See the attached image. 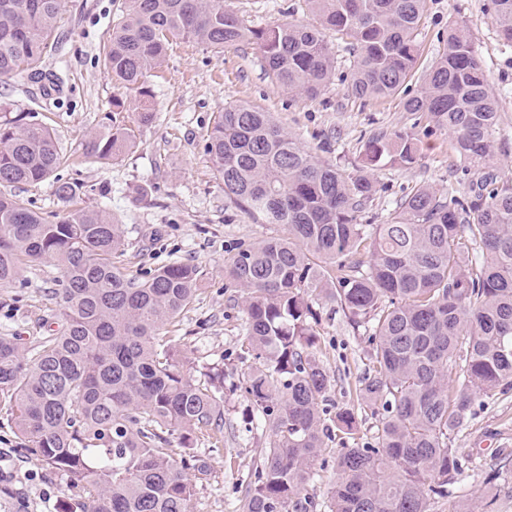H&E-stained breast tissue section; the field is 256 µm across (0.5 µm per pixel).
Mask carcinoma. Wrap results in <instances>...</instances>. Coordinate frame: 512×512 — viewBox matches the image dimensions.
<instances>
[{
    "instance_id": "1",
    "label": "carcinoma",
    "mask_w": 512,
    "mask_h": 512,
    "mask_svg": "<svg viewBox=\"0 0 512 512\" xmlns=\"http://www.w3.org/2000/svg\"><path fill=\"white\" fill-rule=\"evenodd\" d=\"M319 25L252 27L224 0H125L104 67L121 88L149 100L146 78L175 39L222 51L250 43L279 87L318 96L335 75L331 29L356 53L348 90L361 100L394 94L414 75L426 0H303ZM498 35L512 43V0H490ZM59 0H0V78L36 75L52 50ZM406 110L453 135L451 171H486L466 196L428 187L398 199L383 224L360 222L375 194L364 174L321 164L249 105L219 113L206 151L224 196L287 235L241 243L224 277L243 289L251 362L242 389L269 424L242 512H298L324 437L353 443L336 456L329 512H428L460 482L464 457L448 445L475 399L512 389V184L487 173L497 162V99L471 40L451 28ZM132 147L117 122L92 137L86 156ZM417 140L369 138L363 168L410 167ZM48 127L0 103V184H31L62 165ZM84 185L63 182L66 212L49 221L0 192V286L20 264L56 262L61 327L31 350L0 335V406L38 462L78 490L83 512H191L190 473L208 464L193 442H222L224 369L187 368L161 329L199 295L201 271L183 262L130 276L116 265L125 227L79 206ZM337 304L364 328L371 373L359 406L378 421L374 446L356 443L357 409L325 417L331 377L316 359L315 304ZM178 436L180 450L169 447Z\"/></svg>"
}]
</instances>
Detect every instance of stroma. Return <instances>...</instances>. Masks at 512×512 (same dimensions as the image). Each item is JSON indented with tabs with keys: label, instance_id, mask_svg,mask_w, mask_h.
Instances as JSON below:
<instances>
[{
	"label": "stroma",
	"instance_id": "35a3bbf8",
	"mask_svg": "<svg viewBox=\"0 0 512 512\" xmlns=\"http://www.w3.org/2000/svg\"><path fill=\"white\" fill-rule=\"evenodd\" d=\"M124 0H61L52 52L42 64L57 78L55 91L20 73L0 79V101L15 112L47 126L66 163L54 178L13 188V195L50 216L61 213L59 181L77 179L89 186L84 204L107 209L126 227V251L119 266L130 274L153 270L171 261L198 266L203 277L196 302L170 326L177 353L187 366L217 364L224 368V445L215 449L198 440L196 451L208 463L206 475L195 478L192 512H240L247 483L253 479L268 427L252 428L251 404L240 388L247 370L238 354L243 341L242 292L224 277V264L237 243H255L285 234L280 224H260L235 207L216 180L206 152V138L224 107L249 104L271 112L315 160L352 171L362 166L372 134L405 131L414 134L419 157L412 168L381 163L371 172L376 193L363 221L381 224L393 201L422 185L448 192L451 137L404 109L422 82L408 79L395 94L361 101L349 96L346 82L353 56L334 32L325 39L336 54L337 77L314 98L292 95L268 77L260 52L242 43L216 52L195 43L175 41L148 84L157 119L140 124L141 102L123 95L117 114L131 128L135 145L109 163L85 156V144L102 130L119 94L103 66V47ZM488 0H428L418 40L419 69L438 56L449 28L462 29L472 40L498 104L496 170L512 182V44L497 34ZM248 25L313 22L301 0H224ZM146 183V201L132 190ZM58 270L50 262H23L18 279L0 286V334L36 347L41 336L57 329L60 307L53 295ZM316 327L317 357L332 377L323 407L328 411L356 405L357 390L368 369L363 330L354 329L336 304L320 301ZM347 442L340 432L324 441L323 451L302 496L306 512H328L336 481V454ZM452 447L467 460L462 481L452 494L431 500L429 512H457L465 505L481 512L489 489L490 467L507 460L502 480L512 484V389L480 397L469 420L451 435ZM60 475L36 461L15 435L7 409L0 407V512H59Z\"/></svg>",
	"mask_w": 512,
	"mask_h": 512
}]
</instances>
